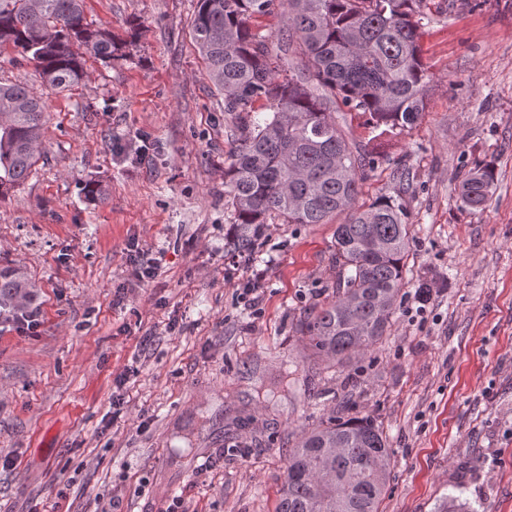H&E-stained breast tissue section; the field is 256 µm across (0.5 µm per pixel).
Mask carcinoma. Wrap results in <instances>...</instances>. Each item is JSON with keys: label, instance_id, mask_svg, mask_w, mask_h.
<instances>
[{"label": "carcinoma", "instance_id": "obj_1", "mask_svg": "<svg viewBox=\"0 0 512 512\" xmlns=\"http://www.w3.org/2000/svg\"><path fill=\"white\" fill-rule=\"evenodd\" d=\"M423 0H197L191 35L208 76L234 119L224 164L237 253L254 255L271 220L336 228V298L298 322L312 350L339 363L386 335L402 299L410 248L406 212L382 195L353 209L364 171L386 158L353 151L331 106L369 113L377 128L406 131L425 108L430 76L418 40ZM280 11L277 50L299 63L280 70L268 39L251 21ZM139 24L126 37L85 22L83 0H0V47L33 61L52 91L77 85L83 53L110 64L132 57ZM85 52H79V49ZM45 104L18 84L0 82V195L30 175L45 134ZM495 170L482 164L460 183L462 205H483ZM36 301L35 285L0 270V324ZM392 451L379 426L333 417L288 452L276 512H382Z\"/></svg>", "mask_w": 512, "mask_h": 512}]
</instances>
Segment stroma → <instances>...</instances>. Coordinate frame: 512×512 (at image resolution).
Returning <instances> with one entry per match:
<instances>
[{
	"label": "stroma",
	"instance_id": "obj_1",
	"mask_svg": "<svg viewBox=\"0 0 512 512\" xmlns=\"http://www.w3.org/2000/svg\"><path fill=\"white\" fill-rule=\"evenodd\" d=\"M196 0H85L135 61L87 62L72 90L0 48V79L45 102L29 178L0 195V268L38 286V323L0 325V512H275L289 448L334 414L373 420L392 450L383 512H512V0H426L431 77L409 131L336 120L384 156L356 208L387 195L411 236L404 297L381 343L340 366L297 319L336 293L335 230L269 225L239 299L226 265L233 212L224 158L233 120L191 37ZM495 186L479 208L458 187L476 163ZM405 168L399 182L395 167ZM104 202L86 200L87 180ZM152 279L131 275L129 242ZM431 288L414 313L419 283Z\"/></svg>",
	"mask_w": 512,
	"mask_h": 512
}]
</instances>
